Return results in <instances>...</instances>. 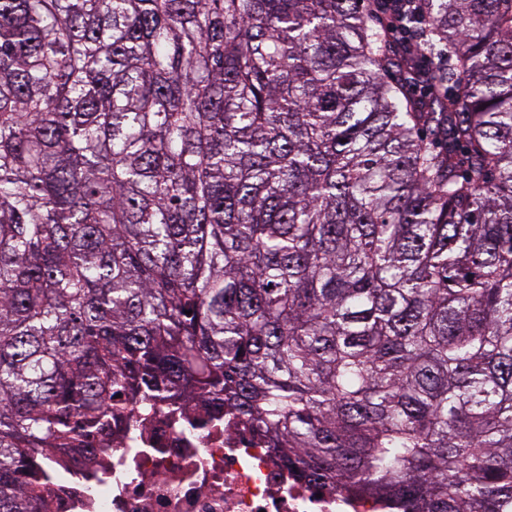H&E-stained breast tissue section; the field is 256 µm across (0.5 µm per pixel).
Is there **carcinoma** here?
I'll list each match as a JSON object with an SVG mask.
<instances>
[{"label":"carcinoma","mask_w":512,"mask_h":512,"mask_svg":"<svg viewBox=\"0 0 512 512\" xmlns=\"http://www.w3.org/2000/svg\"><path fill=\"white\" fill-rule=\"evenodd\" d=\"M0 0V512L129 405L385 512H512V0Z\"/></svg>","instance_id":"1"}]
</instances>
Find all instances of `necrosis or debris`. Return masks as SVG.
<instances>
[{"instance_id": "4bbe7bcc", "label": "necrosis or debris", "mask_w": 512, "mask_h": 512, "mask_svg": "<svg viewBox=\"0 0 512 512\" xmlns=\"http://www.w3.org/2000/svg\"><path fill=\"white\" fill-rule=\"evenodd\" d=\"M112 445L106 472L74 470L51 512H383L370 494L298 482L229 413L195 426L187 412L143 410Z\"/></svg>"}]
</instances>
